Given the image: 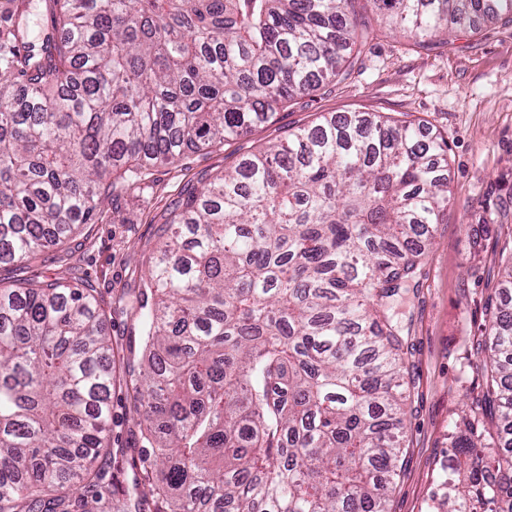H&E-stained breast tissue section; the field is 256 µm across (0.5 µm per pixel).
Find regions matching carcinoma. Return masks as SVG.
Returning a JSON list of instances; mask_svg holds the SVG:
<instances>
[{
	"label": "carcinoma",
	"mask_w": 512,
	"mask_h": 512,
	"mask_svg": "<svg viewBox=\"0 0 512 512\" xmlns=\"http://www.w3.org/2000/svg\"><path fill=\"white\" fill-rule=\"evenodd\" d=\"M33 0L0 8V264L29 265L153 168L349 78L358 0ZM430 48L512 0H381ZM448 142L411 120L323 114L188 196L132 306L143 491L107 478L117 376L93 288L0 283V512H387L404 435L396 296L420 285L451 195ZM470 352L485 390L454 422L426 512H512V240Z\"/></svg>",
	"instance_id": "carcinoma-1"
}]
</instances>
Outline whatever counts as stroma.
<instances>
[{
    "mask_svg": "<svg viewBox=\"0 0 512 512\" xmlns=\"http://www.w3.org/2000/svg\"><path fill=\"white\" fill-rule=\"evenodd\" d=\"M336 112L419 119L425 134L439 133L448 141V213L435 227L417 293L401 306L402 336L411 349L410 397L403 453L387 504L388 512H426L436 477L449 464L451 422L482 390L468 356L483 323V303L500 279L498 236L482 225L483 211L500 209L502 223L512 224L511 22L455 33L430 50L403 32L377 26L359 73L295 98L276 121L247 136L154 168L150 192L131 190L105 200L98 221L81 225L37 270L1 265L0 278L37 275L95 288L108 312L119 372L128 382L137 381L143 360L140 320L119 298L142 288L159 228L178 200L254 149ZM109 440L130 457L142 445L125 386L112 392Z\"/></svg>",
    "mask_w": 512,
    "mask_h": 512,
    "instance_id": "stroma-1",
    "label": "stroma"
}]
</instances>
